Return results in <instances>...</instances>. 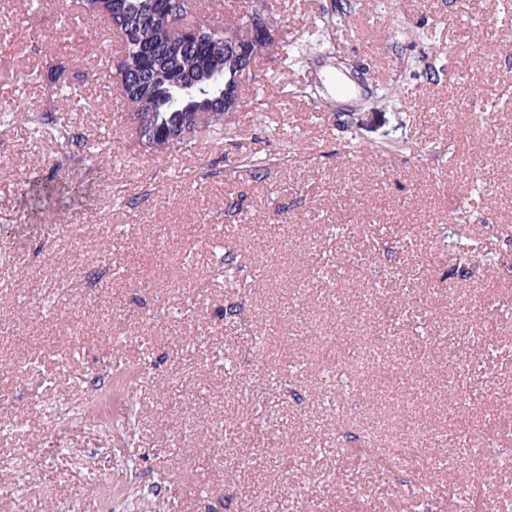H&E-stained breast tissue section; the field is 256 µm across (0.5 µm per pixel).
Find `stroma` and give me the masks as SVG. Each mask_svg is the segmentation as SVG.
Returning a JSON list of instances; mask_svg holds the SVG:
<instances>
[{"instance_id": "1", "label": "stroma", "mask_w": 512, "mask_h": 512, "mask_svg": "<svg viewBox=\"0 0 512 512\" xmlns=\"http://www.w3.org/2000/svg\"><path fill=\"white\" fill-rule=\"evenodd\" d=\"M273 5L307 63L258 61L222 137L151 155L77 0H0V512H512V467L479 468L482 442L512 445V344H489L512 337V0ZM317 60L380 86L336 104ZM43 112L84 148L35 134ZM35 175L88 194L45 227ZM462 210L495 267L439 249ZM459 412L474 477L434 460L425 497L371 459L445 442ZM54 191L55 188L41 178L35 176L30 179L27 194L29 195L30 210L33 218L36 220L44 219L45 214L50 210L47 202Z\"/></svg>"}]
</instances>
